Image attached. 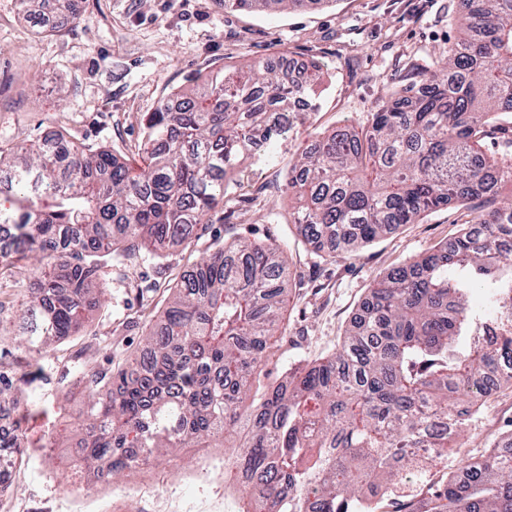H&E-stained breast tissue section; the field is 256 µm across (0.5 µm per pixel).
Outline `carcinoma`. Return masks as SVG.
I'll use <instances>...</instances> for the list:
<instances>
[{
	"instance_id": "1",
	"label": "carcinoma",
	"mask_w": 512,
	"mask_h": 512,
	"mask_svg": "<svg viewBox=\"0 0 512 512\" xmlns=\"http://www.w3.org/2000/svg\"><path fill=\"white\" fill-rule=\"evenodd\" d=\"M228 11L329 5L335 0H219ZM462 34L437 68L376 105L359 135L316 139L288 168L292 223L335 257L444 206L469 212L452 242L390 271L371 288L332 356L263 384L288 303L279 247L221 242L181 279L139 356L78 385L87 411L68 441L98 483L171 462L185 448L233 438L246 512H374L370 498L412 484L408 512H512V433L478 456L448 463V437L481 407L486 383L512 385V155L486 162L483 134L512 118V0H464ZM318 66L291 89L270 61L206 74L149 113L139 175L106 149L57 133L59 145L0 146L13 173L0 224L15 248L0 273L23 269L29 301L15 345L32 363L80 333L105 267L159 250L213 223L241 163L288 136L296 95L320 94ZM509 261V267L503 261ZM490 289L492 312L468 308L470 281ZM494 321L501 336H480ZM11 366L0 402L26 409ZM469 406H460L462 397ZM428 448L440 480L413 464Z\"/></svg>"
}]
</instances>
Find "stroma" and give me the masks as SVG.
<instances>
[{
    "instance_id": "stroma-1",
    "label": "stroma",
    "mask_w": 512,
    "mask_h": 512,
    "mask_svg": "<svg viewBox=\"0 0 512 512\" xmlns=\"http://www.w3.org/2000/svg\"><path fill=\"white\" fill-rule=\"evenodd\" d=\"M60 27L24 17L0 0V142L64 132L106 147L141 172L143 124L169 93L198 76L255 59L286 57L293 68L323 64L324 90L295 137L242 164L209 228L161 252L143 251L123 271L104 268L101 301L82 335L56 344L23 382L27 451L13 470L12 502L1 512H241V493L224 481V451L204 448L179 465L145 469L90 491L65 470L49 443L85 409L73 369L87 362L118 369L160 319L183 271L214 239L244 238L284 247L291 272L284 333L265 370L336 352L374 281L459 236L465 209L438 208L363 250L328 258L306 244L290 218L285 175L317 136L360 131L369 112L429 66L462 31L464 0H338L323 10L224 11L216 0H71ZM478 421L451 440L456 456H475L512 432V387L488 393Z\"/></svg>"
}]
</instances>
